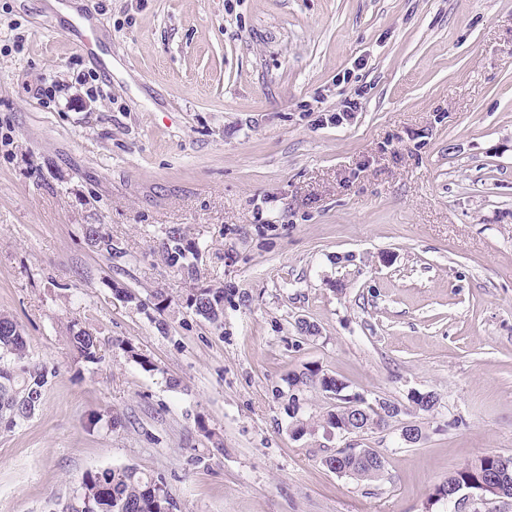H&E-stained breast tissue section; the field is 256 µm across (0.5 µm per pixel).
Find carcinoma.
Here are the masks:
<instances>
[{
  "mask_svg": "<svg viewBox=\"0 0 512 512\" xmlns=\"http://www.w3.org/2000/svg\"><path fill=\"white\" fill-rule=\"evenodd\" d=\"M84 233L87 241L108 258L112 259L121 253V248L112 241L111 236L102 232L100 225L86 224ZM163 249L170 266L177 268L189 279L197 277L200 248L180 228L171 227L166 231ZM185 307L217 324L224 315V289L197 288L186 298ZM70 344L78 357L85 361L97 359L99 345L92 333L84 329L75 331L70 336ZM0 350L22 364L24 377L20 381L10 370L0 368V417L16 424L29 418L39 406L47 374L43 368L26 362L27 345L19 325L11 317L2 314ZM313 380L318 382L323 391L336 392L337 378L318 368H308L295 374L288 378V383L297 386ZM400 412L397 405L385 401L380 411L372 412L368 422L373 429L382 428ZM324 463L337 473L361 480L377 477L384 468L381 456L372 452L367 458L349 448L337 451L327 457ZM490 477L498 479L500 489L512 492V459L487 454L478 462L448 476V485L476 489ZM175 509L176 502L167 486L134 466L84 475L74 501L66 506V512H174Z\"/></svg>",
  "mask_w": 512,
  "mask_h": 512,
  "instance_id": "cac0c4a2",
  "label": "carcinoma"
}]
</instances>
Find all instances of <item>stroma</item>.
I'll use <instances>...</instances> for the list:
<instances>
[{
  "label": "stroma",
  "instance_id": "stroma-1",
  "mask_svg": "<svg viewBox=\"0 0 512 512\" xmlns=\"http://www.w3.org/2000/svg\"><path fill=\"white\" fill-rule=\"evenodd\" d=\"M222 286L221 324L184 308ZM0 313L49 372L0 424V512L128 465L177 512H453L451 473L512 457V0H0ZM309 366L403 411L326 430ZM342 448L381 474L329 470ZM84 233L87 241L99 252L107 255L108 259L112 260L123 253L121 248L112 241V237L102 232L100 225H84ZM163 249L171 267H176L189 279L197 277L200 248L194 241L188 239L179 227H171L166 231ZM70 344L73 350L78 354V357L84 359L87 362H93L97 360V354L99 351L98 340L92 333L85 329H79L78 331H72L70 336Z\"/></svg>",
  "mask_w": 512,
  "mask_h": 512
}]
</instances>
